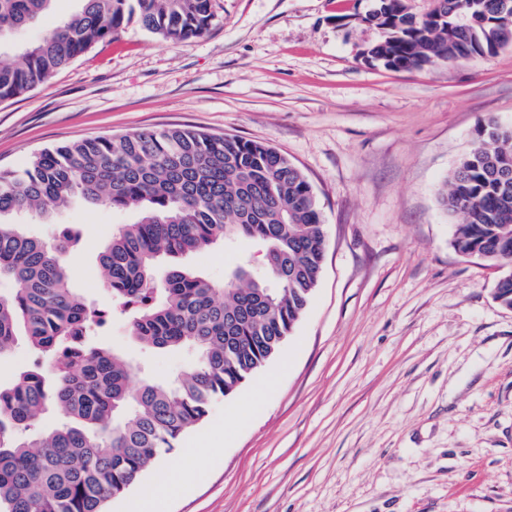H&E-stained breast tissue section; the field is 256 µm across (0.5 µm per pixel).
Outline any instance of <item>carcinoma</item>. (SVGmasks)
<instances>
[{
  "label": "carcinoma",
  "instance_id": "obj_1",
  "mask_svg": "<svg viewBox=\"0 0 512 512\" xmlns=\"http://www.w3.org/2000/svg\"><path fill=\"white\" fill-rule=\"evenodd\" d=\"M53 0H0V46ZM418 18L404 0H377L368 22L384 30L369 61L412 70L472 60L507 45L501 0H432ZM161 41L203 35L210 0H78L63 24L22 53L0 56V101L22 96L130 21ZM512 127L480 124L474 146L440 191L460 217L455 246L502 268L495 300L512 307ZM80 197L137 219L100 256L102 288L130 316V333L155 350L191 349L197 361L173 383L130 386L132 363L91 336L106 312L73 288L69 230L50 244L10 217L54 223ZM251 242L263 275L240 262L224 283L181 263L205 248ZM325 230L310 182L286 155L257 141L188 129H146L46 148L20 171L0 170V355L18 341L40 361L0 384V512H107L161 453L200 427L291 335L317 287ZM54 409L64 420L41 426Z\"/></svg>",
  "mask_w": 512,
  "mask_h": 512
}]
</instances>
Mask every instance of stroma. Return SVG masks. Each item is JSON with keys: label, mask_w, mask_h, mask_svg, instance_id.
<instances>
[{"label": "stroma", "mask_w": 512, "mask_h": 512, "mask_svg": "<svg viewBox=\"0 0 512 512\" xmlns=\"http://www.w3.org/2000/svg\"><path fill=\"white\" fill-rule=\"evenodd\" d=\"M373 0H211L202 36L162 42L129 24L47 83L0 103V168L56 145L182 128L267 143L297 165L319 201L323 271L293 333L254 380L215 402L109 512H133L157 485L159 512H512V309L499 272L453 245L437 190L478 125L512 126V44L475 61L394 71L365 61L383 32ZM49 12L0 53L76 10ZM131 211L74 199L51 238L75 226L74 287L111 319L98 344L153 379L195 365L193 351H148L102 290L99 255ZM259 247L197 252L215 282Z\"/></svg>", "instance_id": "stroma-1"}]
</instances>
